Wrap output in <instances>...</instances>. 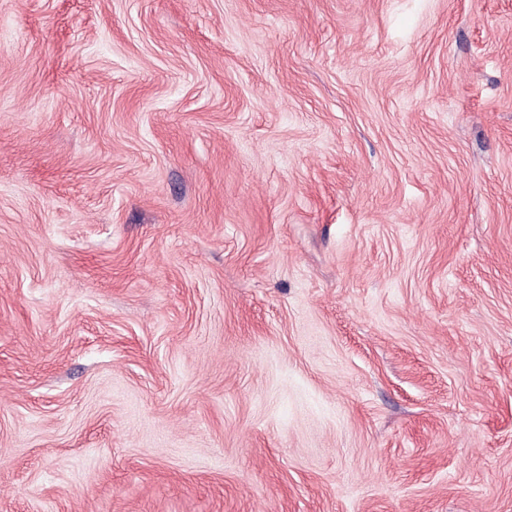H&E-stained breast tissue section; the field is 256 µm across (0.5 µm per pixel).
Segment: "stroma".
<instances>
[{
  "label": "stroma",
  "mask_w": 512,
  "mask_h": 512,
  "mask_svg": "<svg viewBox=\"0 0 512 512\" xmlns=\"http://www.w3.org/2000/svg\"><path fill=\"white\" fill-rule=\"evenodd\" d=\"M0 512H512V0H0Z\"/></svg>",
  "instance_id": "obj_1"
}]
</instances>
